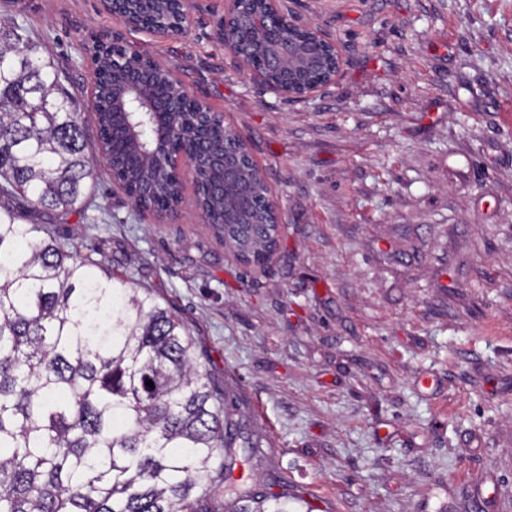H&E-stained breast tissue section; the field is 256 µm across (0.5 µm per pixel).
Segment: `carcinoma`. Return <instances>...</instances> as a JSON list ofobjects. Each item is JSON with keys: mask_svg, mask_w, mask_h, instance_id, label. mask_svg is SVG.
Returning a JSON list of instances; mask_svg holds the SVG:
<instances>
[{"mask_svg": "<svg viewBox=\"0 0 512 512\" xmlns=\"http://www.w3.org/2000/svg\"><path fill=\"white\" fill-rule=\"evenodd\" d=\"M195 183L215 228L249 260L268 250L255 193L224 223V159L246 174L235 133L206 134ZM118 149L137 204L180 196L147 159ZM94 164L78 100L41 43L0 18V512H301L299 499L234 478L259 443L179 316L62 241L39 209L84 210ZM153 382V387L146 385ZM235 495L224 502V491Z\"/></svg>", "mask_w": 512, "mask_h": 512, "instance_id": "obj_1", "label": "carcinoma"}]
</instances>
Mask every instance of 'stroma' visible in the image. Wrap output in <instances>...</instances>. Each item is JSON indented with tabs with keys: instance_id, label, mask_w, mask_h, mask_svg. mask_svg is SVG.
<instances>
[{
	"instance_id": "1",
	"label": "stroma",
	"mask_w": 512,
	"mask_h": 512,
	"mask_svg": "<svg viewBox=\"0 0 512 512\" xmlns=\"http://www.w3.org/2000/svg\"><path fill=\"white\" fill-rule=\"evenodd\" d=\"M343 50L335 84L291 103L213 37L123 36L247 140L283 231L247 264L203 223L191 170L176 220L107 173L61 238L169 304L242 402L273 474L315 512H512V0H292ZM86 100L99 0H0Z\"/></svg>"
}]
</instances>
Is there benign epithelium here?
Masks as SVG:
<instances>
[{"mask_svg": "<svg viewBox=\"0 0 512 512\" xmlns=\"http://www.w3.org/2000/svg\"><path fill=\"white\" fill-rule=\"evenodd\" d=\"M155 2L101 0V5L130 29H141L156 38L180 35L187 20L189 0H171L181 15V23L176 26L151 20L150 6ZM213 35L245 81L292 103L308 102L334 84L343 65L340 44L322 25L301 21L288 9L286 0H263L262 9L249 12L245 11L243 0H224ZM118 40L114 33H100L86 47L92 71L88 97L95 112L100 93V61ZM145 72L160 74L148 91L141 78ZM174 92L202 114L223 119L222 114L192 96L169 68L151 57L142 58L138 70L112 87V111L124 117L128 138L137 141L146 132L156 133L154 159L178 179L182 168L195 169L196 159L181 133L180 118L166 109Z\"/></svg>", "mask_w": 512, "mask_h": 512, "instance_id": "obj_1", "label": "benign epithelium"}]
</instances>
